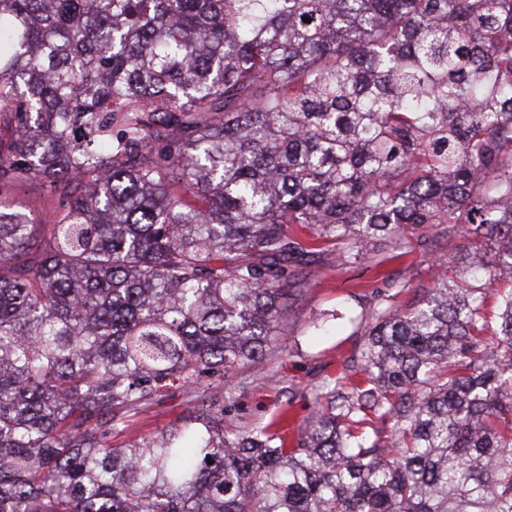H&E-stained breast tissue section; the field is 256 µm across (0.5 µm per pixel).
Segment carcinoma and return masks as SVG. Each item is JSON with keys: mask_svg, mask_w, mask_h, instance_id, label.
<instances>
[{"mask_svg": "<svg viewBox=\"0 0 512 512\" xmlns=\"http://www.w3.org/2000/svg\"><path fill=\"white\" fill-rule=\"evenodd\" d=\"M0 114V512H512V0H0ZM24 177L83 186L47 239ZM433 224L495 244L498 320L443 276L298 447L224 428L293 227L355 264ZM171 395L165 402L153 405L135 417L137 436H150L158 433L185 411L186 400L179 391L173 389Z\"/></svg>", "mask_w": 512, "mask_h": 512, "instance_id": "cac0c4a2", "label": "carcinoma"}]
</instances>
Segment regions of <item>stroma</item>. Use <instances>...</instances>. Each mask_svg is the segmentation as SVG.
Here are the masks:
<instances>
[{
    "label": "stroma",
    "mask_w": 512,
    "mask_h": 512,
    "mask_svg": "<svg viewBox=\"0 0 512 512\" xmlns=\"http://www.w3.org/2000/svg\"><path fill=\"white\" fill-rule=\"evenodd\" d=\"M9 198L17 209L43 223L54 218L53 195L41 181L16 182ZM403 243L408 252L400 257L386 253L344 264L331 248L304 268L289 300L288 323L274 339L272 356L261 371L247 366L238 374L245 385L236 409L224 416L226 427L242 430L280 417L288 430L289 447H296L319 411L317 388L336 378L343 362L357 351L378 295H393L395 303L404 306L434 288L440 273H447L452 284L467 279L464 257L474 249L466 239L450 242L431 228L407 235ZM185 409V398L173 393L137 415L135 432L156 434Z\"/></svg>",
    "instance_id": "stroma-1"
}]
</instances>
